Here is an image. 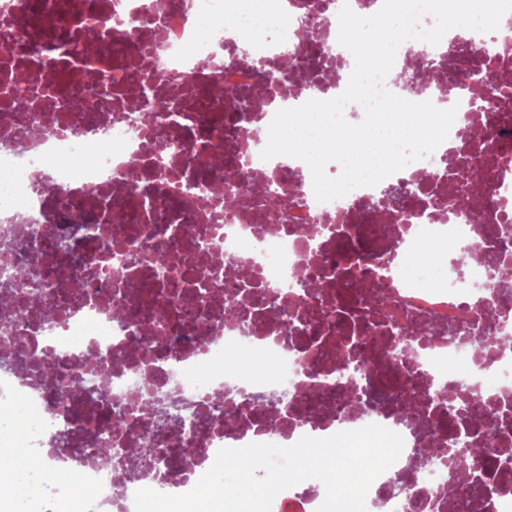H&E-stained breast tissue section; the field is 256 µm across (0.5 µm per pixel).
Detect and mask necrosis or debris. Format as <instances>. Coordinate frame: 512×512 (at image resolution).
I'll return each instance as SVG.
<instances>
[{"label":"necrosis or debris","instance_id":"1","mask_svg":"<svg viewBox=\"0 0 512 512\" xmlns=\"http://www.w3.org/2000/svg\"><path fill=\"white\" fill-rule=\"evenodd\" d=\"M382 3L331 0L303 15L291 0H0V269L12 274L0 279V438L20 441L45 473H77L46 503L81 489L82 512H134L152 481L128 452L160 456L165 493L184 494L221 448L377 424L404 447L371 485L368 512H408L412 498L419 512H512V349L470 342L501 310L498 331L512 336V292L486 276L491 264L512 275V83L478 112L464 93L475 74L512 72V27L465 48L450 36L422 44L420 66L443 70L429 87L402 88L388 73V91L457 113L435 151L380 186L321 203L305 162L260 157L275 113L307 101L302 79L321 100L346 89L348 73L324 66L351 56L338 42L342 5L369 16ZM249 14L280 39L254 35L243 57L234 35ZM287 47L304 54L265 107L225 117L259 85L257 62ZM50 70L61 81L46 82ZM183 83L198 103L170 95ZM82 98L100 105L76 108ZM475 182L487 200L441 206ZM384 187L405 194L383 225L363 202ZM273 191L286 223L269 218ZM121 201L136 218L116 225ZM33 266L48 282L37 293L16 276ZM198 267L210 273L201 302L189 298ZM229 303L237 322L225 320ZM421 323L439 335L412 339L395 361V340ZM372 335L365 365L345 371L341 354ZM357 388L353 410L345 400ZM455 400L482 402L484 420L449 419ZM109 407L123 418L113 435ZM186 415L192 427L176 428ZM425 434L489 448L469 470L481 496L449 497L439 463H413ZM107 435L112 453L97 454Z\"/></svg>","mask_w":512,"mask_h":512}]
</instances>
